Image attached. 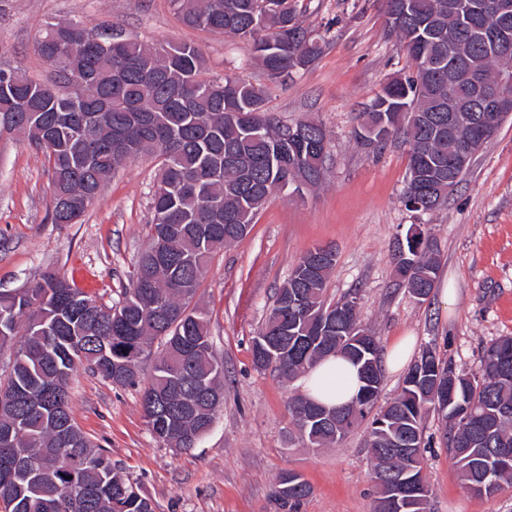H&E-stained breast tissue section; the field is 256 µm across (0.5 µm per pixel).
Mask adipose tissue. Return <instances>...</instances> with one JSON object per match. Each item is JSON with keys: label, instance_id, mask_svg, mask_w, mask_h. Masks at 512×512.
<instances>
[{"label": "adipose tissue", "instance_id": "1", "mask_svg": "<svg viewBox=\"0 0 512 512\" xmlns=\"http://www.w3.org/2000/svg\"><path fill=\"white\" fill-rule=\"evenodd\" d=\"M304 396L314 402L336 406L347 403L360 386L358 371L344 357L330 355L300 379Z\"/></svg>", "mask_w": 512, "mask_h": 512}]
</instances>
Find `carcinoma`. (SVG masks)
<instances>
[{
  "mask_svg": "<svg viewBox=\"0 0 512 512\" xmlns=\"http://www.w3.org/2000/svg\"><path fill=\"white\" fill-rule=\"evenodd\" d=\"M385 15L400 7L428 23L433 38L421 41L411 28L389 24L414 62V70L383 85L366 112L356 139L383 146L404 135L408 179L402 203L411 212L434 211L457 182L423 185L414 173L448 167L461 149L472 154L497 132L503 119L481 112L463 77L448 86L456 66L474 67L488 84L512 71V47L490 51L460 28L448 0H384ZM192 28L252 43L255 59L269 71L306 68L321 54L325 36L304 27L290 0H171ZM114 32H93L80 19L50 23L36 43L50 63L47 78L0 67V116L14 120L8 133L47 156L55 224H76L115 172L130 160H162L152 191L150 241L164 247L141 253L130 287L109 306L89 308L92 296L47 270L25 291H0V347L25 336L0 393V428L12 443L0 444V499L5 512H154L152 501L134 493L122 468L76 425L71 389L87 370L122 387L137 383L143 355L155 353L141 409L152 435L170 448L188 450L211 430L224 403V360L214 348L208 311L200 304L201 277L212 258L246 237L269 198L286 183L314 186L323 178L324 127L301 121V137L286 143L290 126L265 108L266 91L227 77H204L202 51L191 44H146L131 36L113 44ZM256 113L257 137L231 112ZM381 124L384 140L371 137ZM305 275L300 257L278 290L299 297L283 333L277 303L252 340V361L290 380L329 354L357 367L361 385L352 402L327 407L305 397L289 402L292 422L309 448L342 440L371 414L384 374L375 337L355 308L337 317L345 299L327 298L336 257ZM396 275L415 296L435 288L440 259L430 231L405 238L395 250ZM376 392L364 400L371 377ZM343 414L336 425L309 421V411ZM435 414L449 427L445 444L462 485L484 484L477 496L512 485V336L487 345L475 373L456 371L432 349L406 372L401 393L373 415L366 448L377 489L375 512L393 508L394 480L427 485L423 463L425 420ZM417 448L407 453L402 445ZM23 450L29 465L17 463ZM272 494L275 512H300L311 495L303 476L287 470Z\"/></svg>",
  "mask_w": 512,
  "mask_h": 512,
  "instance_id": "1",
  "label": "carcinoma"
}]
</instances>
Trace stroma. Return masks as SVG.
I'll use <instances>...</instances> for the list:
<instances>
[{"label":"stroma","mask_w":512,"mask_h":512,"mask_svg":"<svg viewBox=\"0 0 512 512\" xmlns=\"http://www.w3.org/2000/svg\"><path fill=\"white\" fill-rule=\"evenodd\" d=\"M294 2L304 26L326 35V44L312 65L274 81L250 44L186 27L170 0H0V65L44 77L37 40L47 23L76 17L96 31L116 27L151 43L195 45L204 54L206 78L264 87L268 112L291 124L320 122L328 134L322 182L273 195L248 236L204 271L199 295L224 359V405L196 448L179 452L153 437L139 388L89 372L74 381L76 424L137 483L155 512H273L271 495L285 469L312 488L301 512H374L365 426L334 447L307 448L288 413L299 382L252 365L251 341L276 289L314 246L335 247L328 295L357 294L360 320L380 350L409 336L413 356L432 348L471 373L485 346L512 336V115L476 154L447 204L431 214L407 211L400 201L406 146L376 150L355 139L359 114L382 85L413 68L388 29L382 0ZM159 168L150 157L130 161L81 223L55 224L42 152L0 135V290L19 288L48 269L67 277L81 267L94 277L92 295L106 304L117 300L149 241ZM414 224L434 237L438 279L452 283V304L443 303L440 289L418 299L398 282L395 243ZM443 434L441 419L429 416L430 512H512V487L477 498L462 486Z\"/></svg>","instance_id":"35a3bbf8"}]
</instances>
